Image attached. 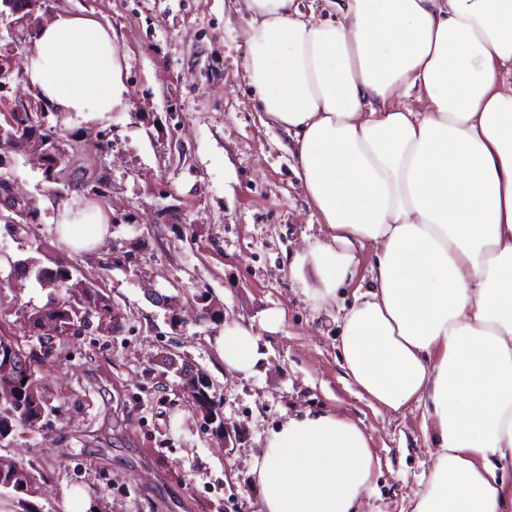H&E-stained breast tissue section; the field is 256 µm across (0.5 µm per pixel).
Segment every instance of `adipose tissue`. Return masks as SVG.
Wrapping results in <instances>:
<instances>
[{"label":"adipose tissue","instance_id":"adipose-tissue-1","mask_svg":"<svg viewBox=\"0 0 512 512\" xmlns=\"http://www.w3.org/2000/svg\"><path fill=\"white\" fill-rule=\"evenodd\" d=\"M247 11L246 82L287 133L325 227L308 255L319 301L335 299L357 247H373L370 286L344 317L345 375L374 405L413 404L432 424L412 512H512V0H337L324 19L298 0ZM24 69L65 115L114 111L127 94L112 29L92 14L44 23ZM412 90L424 110L399 105ZM110 229L78 200L57 213L76 253ZM258 340L225 327V367L258 373ZM379 465L355 421L301 412L255 466L262 512H358Z\"/></svg>","mask_w":512,"mask_h":512}]
</instances>
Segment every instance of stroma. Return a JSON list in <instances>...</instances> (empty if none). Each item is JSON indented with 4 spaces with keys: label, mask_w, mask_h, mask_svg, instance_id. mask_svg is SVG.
<instances>
[{
    "label": "stroma",
    "mask_w": 512,
    "mask_h": 512,
    "mask_svg": "<svg viewBox=\"0 0 512 512\" xmlns=\"http://www.w3.org/2000/svg\"><path fill=\"white\" fill-rule=\"evenodd\" d=\"M50 8L92 13L112 28L126 101L102 115L67 117L63 128H111V151L89 138L82 159L111 169L112 211L134 214L137 225L113 227L92 254L65 250L55 218L76 191L49 195L37 162L15 153L10 176L43 222L27 235L0 224V246L12 258L95 274L113 247L133 252L130 270L106 279L124 320L110 334L78 328L57 338L40 378L60 412L48 434H23L4 450L43 465L37 512H69L74 494L90 512H261L252 470L264 441L308 409L353 419L380 460L359 512H411L429 466L422 412L372 406L339 354V309L369 283L372 251L359 252L352 278L328 305L311 298L321 286L311 266L289 269L324 229L284 132L261 124L243 79L244 0H52ZM204 292L223 321L191 320ZM157 294L174 297L173 310L156 306ZM46 296L34 278L1 266L0 327L31 346L22 316ZM278 311V331H267ZM232 323L259 335V373L225 369L216 339ZM171 351L207 374L231 441L213 434L174 374H163L159 360Z\"/></svg>",
    "instance_id": "35a3bbf8"
}]
</instances>
